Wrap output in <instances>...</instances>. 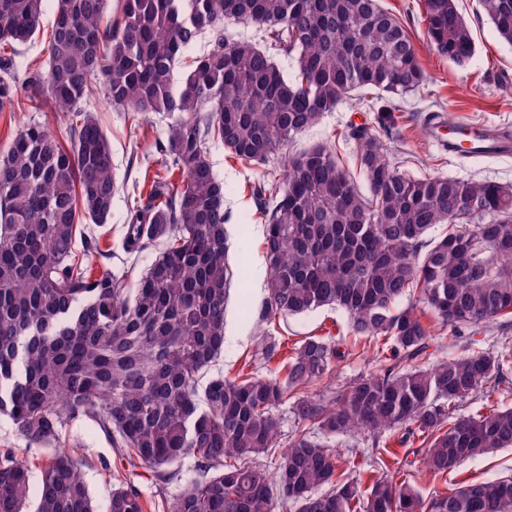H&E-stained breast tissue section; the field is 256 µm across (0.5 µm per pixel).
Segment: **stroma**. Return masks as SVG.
Returning a JSON list of instances; mask_svg holds the SVG:
<instances>
[{"label": "stroma", "mask_w": 512, "mask_h": 512, "mask_svg": "<svg viewBox=\"0 0 512 512\" xmlns=\"http://www.w3.org/2000/svg\"><path fill=\"white\" fill-rule=\"evenodd\" d=\"M383 6L395 14L410 32L426 79L416 92L404 97L384 93L367 95L364 101L347 97L335 111L325 113L319 123L296 142V149L316 145L335 148L348 168H355L357 144L349 130L357 125L377 128L400 171L414 176L443 175L459 180H482L512 185V154L488 157L448 156L441 146L449 127L465 123L512 129V45L499 38L493 26L480 15L477 0H457V7L471 26L476 54L464 66L441 58L431 51L424 37L421 0H383ZM97 121L112 149L118 187L112 202V214L99 228V251L92 256L96 268L121 269L124 224L129 207L138 197L137 181L146 173L158 171L155 140L166 138L167 119L150 115L131 116L112 109L101 92H94L84 106ZM48 126L55 134H64L65 119L56 112L49 97L23 111L0 112V149L29 122ZM209 160L216 179L224 185V208L230 216L227 224L231 258L247 254L251 274L246 284H233L226 312L224 351L211 367L212 373L234 376L244 371H259L268 377H284L282 360L295 344L309 336L328 338L338 343L343 356L338 359L323 384L342 388L356 376L372 372L373 350L366 339L354 336L347 314L338 308L287 316L272 323L271 330L281 341L280 357L263 362L257 348L263 325L258 313L266 299L267 265L263 248L265 221L259 215L252 187L265 174L262 166L231 158L219 140L208 143ZM381 453H373L370 439L340 436L334 439L336 450L351 455L349 472L360 488L385 475L394 481L409 483L422 495L447 494L467 481L512 476V448H503L468 459L454 471L434 478L427 474L406 475L398 463L407 455L420 452V444L399 445L397 435L383 436ZM62 449L82 460L85 480L97 512H107L113 488L137 491L146 512H170L174 499L195 475L194 458H186L179 475L161 485L153 473L130 466L118 455L110 440L88 422L75 421L60 437ZM8 451L29 467V503H36L40 470L47 449L28 446L13 422L0 415V453Z\"/></svg>", "instance_id": "35a3bbf8"}]
</instances>
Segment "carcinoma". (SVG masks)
Returning <instances> with one entry per match:
<instances>
[{"instance_id": "1", "label": "carcinoma", "mask_w": 512, "mask_h": 512, "mask_svg": "<svg viewBox=\"0 0 512 512\" xmlns=\"http://www.w3.org/2000/svg\"><path fill=\"white\" fill-rule=\"evenodd\" d=\"M57 0L47 72L20 75L18 46L40 29L44 0H0V111L47 89L67 118L64 146L39 123L0 151V414L29 444L52 448L34 512H95L81 464L56 449L76 419L92 422L129 464L173 480L187 457L197 475L170 512H512V476L422 498L406 482L374 478L362 491L329 445L337 435L423 438V469L448 474L471 457L512 448V408L461 412L512 368V348L479 351L453 336L456 355L422 368L428 332L417 295L443 326L512 318V187L413 176L364 126L365 189L326 146L284 148L354 92L402 96L424 82L405 25L380 0ZM512 44V0H479ZM425 37L464 66L475 41L455 0H423ZM251 24L264 45L226 34ZM208 51L174 70L203 31ZM10 51H5V47ZM293 62L289 77L275 57ZM112 108L169 120L164 173L129 211L123 251L163 248L128 286V272L94 271L90 241L112 213L116 171L108 140L81 108L94 77ZM244 163L281 161L252 187L266 217L268 298L260 321L343 308L356 336L384 342L379 370L330 393H311L341 351L309 337L285 376L209 374L224 350L233 271L224 186L207 144ZM447 232L432 235L439 226ZM269 363L281 343L259 341ZM297 420L285 434L279 407ZM28 468L0 454V512H27ZM108 512H145L112 490Z\"/></svg>"}]
</instances>
